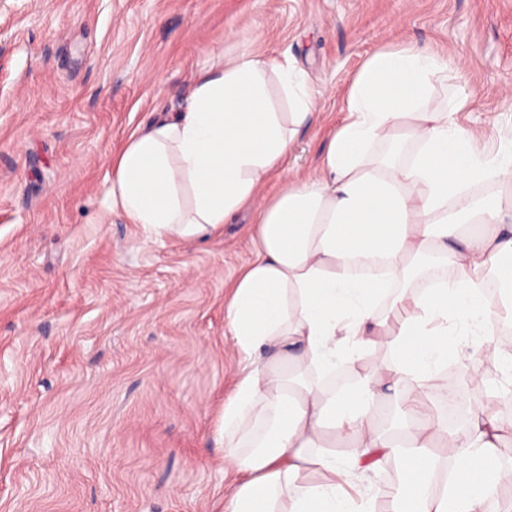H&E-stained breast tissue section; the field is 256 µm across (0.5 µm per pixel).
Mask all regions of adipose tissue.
Returning <instances> with one entry per match:
<instances>
[{"instance_id":"1","label":"adipose tissue","mask_w":512,"mask_h":512,"mask_svg":"<svg viewBox=\"0 0 512 512\" xmlns=\"http://www.w3.org/2000/svg\"><path fill=\"white\" fill-rule=\"evenodd\" d=\"M447 69L416 47L373 54L318 174L266 202L259 187L315 116L303 72L287 61L244 55L200 73L183 109L133 133L112 162L109 210L149 235L205 241L240 210L257 211V249L226 306L245 362L222 415L224 466L239 477L228 512H375L372 479L392 461L401 476L389 512H485L512 478L498 449L512 421L486 404L452 430L424 405L451 391L448 359L480 367L450 337L512 325V297L483 294L492 277L512 294V198L470 192L512 184V145L477 151L456 119L467 95L433 104L432 80ZM272 77L290 111L273 108ZM378 141L385 155L372 153ZM378 336L390 354L364 369ZM340 363L356 389L309 380Z\"/></svg>"}]
</instances>
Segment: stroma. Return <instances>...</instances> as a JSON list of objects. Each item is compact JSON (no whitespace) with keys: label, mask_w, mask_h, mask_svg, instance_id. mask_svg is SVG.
Here are the masks:
<instances>
[{"label":"stroma","mask_w":512,"mask_h":512,"mask_svg":"<svg viewBox=\"0 0 512 512\" xmlns=\"http://www.w3.org/2000/svg\"><path fill=\"white\" fill-rule=\"evenodd\" d=\"M415 46L460 77L479 151L512 140V0H0V512H226L220 417L241 356L224 303L256 213L222 238H154L106 209L112 159L199 72L292 62L320 94L268 200L314 174L345 93L377 51ZM449 361L458 421L512 396Z\"/></svg>","instance_id":"35a3bbf8"}]
</instances>
